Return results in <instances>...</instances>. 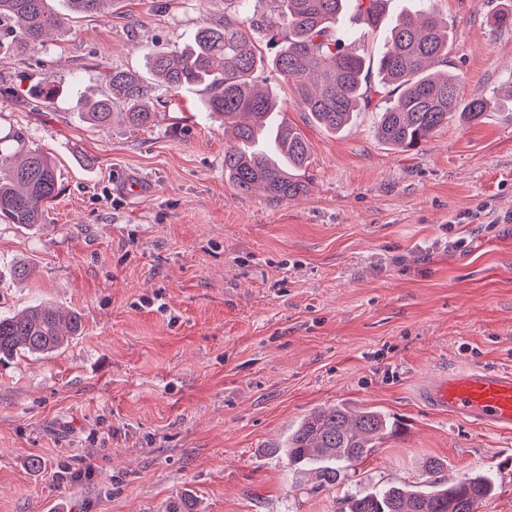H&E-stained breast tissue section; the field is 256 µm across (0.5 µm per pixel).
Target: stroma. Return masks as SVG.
<instances>
[{"label":"stroma","instance_id":"obj_1","mask_svg":"<svg viewBox=\"0 0 512 512\" xmlns=\"http://www.w3.org/2000/svg\"><path fill=\"white\" fill-rule=\"evenodd\" d=\"M512 0H437L453 25L448 70L462 97L512 82ZM224 0H120L72 18L71 35L0 58V130H22L64 188L43 224L0 223V315L38 303L82 330L46 355L0 364V512H337L344 488L289 476L279 454L316 408L368 405L403 430L368 458L360 489L491 471L478 512H512V431L424 407L427 375L512 372V120L439 127L398 152L374 110L333 132L274 95L306 137L311 187L281 203L224 177V124L193 86L157 88V119L110 130L80 115L107 67L143 70L148 50L189 42ZM64 92L33 111L26 88ZM465 239L450 251L448 238ZM29 267L17 278V265ZM45 466L31 468L32 458Z\"/></svg>","mask_w":512,"mask_h":512}]
</instances>
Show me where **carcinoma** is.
<instances>
[{
  "label": "carcinoma",
  "mask_w": 512,
  "mask_h": 512,
  "mask_svg": "<svg viewBox=\"0 0 512 512\" xmlns=\"http://www.w3.org/2000/svg\"><path fill=\"white\" fill-rule=\"evenodd\" d=\"M119 0H67L71 11L107 16L105 7ZM387 0H224V18L199 26L190 43L168 51L150 50L145 71L109 68L98 97L82 112L84 121L109 129L113 108L130 127L153 124L155 89L175 91L200 86L206 109L224 117L230 146L224 150V174L243 194L263 193L280 202L309 190L308 144L300 130L280 118L286 111L260 85L269 67L294 89L296 103L321 126L343 129L354 113L369 105L372 85L366 59L342 45L338 28L361 22L377 28ZM413 14L398 15L389 26L384 54L377 60L376 136L395 151H409L458 116L477 123L487 115V98L463 101L454 75L435 70L447 62L452 27L439 15L434 0H417ZM70 29L66 14L50 0H0V56L38 46ZM274 44L263 54L259 36ZM61 86L42 78L28 91L29 104L49 106ZM62 192L53 160L19 131L0 136V221L35 226ZM75 311L46 305L13 316L0 315V363L21 352L48 354L80 333ZM399 434L398 421L375 407H321L288 433L278 449L288 470L315 475L317 486H342L357 466ZM443 466L428 462V481L418 486L389 485L357 490L341 499L339 512H476V505L496 491L489 473L439 476Z\"/></svg>",
  "instance_id": "carcinoma-1"
}]
</instances>
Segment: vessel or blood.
<instances>
[{
    "label": "vessel or blood",
    "instance_id": "1",
    "mask_svg": "<svg viewBox=\"0 0 512 512\" xmlns=\"http://www.w3.org/2000/svg\"><path fill=\"white\" fill-rule=\"evenodd\" d=\"M420 403L449 416L512 429V374L477 366L436 373L420 382Z\"/></svg>",
    "mask_w": 512,
    "mask_h": 512
}]
</instances>
